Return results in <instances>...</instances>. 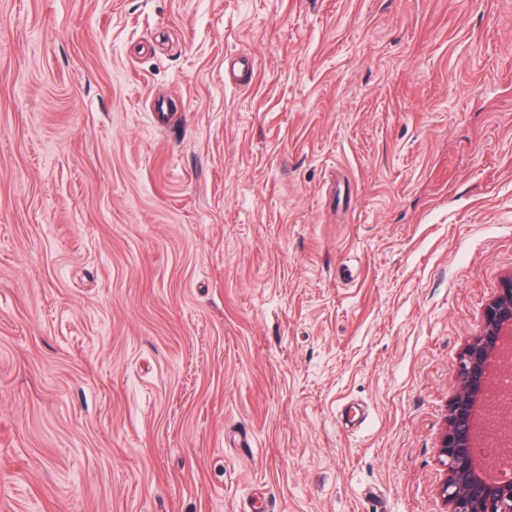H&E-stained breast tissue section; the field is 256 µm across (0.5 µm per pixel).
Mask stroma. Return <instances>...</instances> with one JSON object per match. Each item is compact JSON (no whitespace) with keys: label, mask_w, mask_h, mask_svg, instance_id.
<instances>
[{"label":"stroma","mask_w":512,"mask_h":512,"mask_svg":"<svg viewBox=\"0 0 512 512\" xmlns=\"http://www.w3.org/2000/svg\"><path fill=\"white\" fill-rule=\"evenodd\" d=\"M511 274L512 0H0V512H448ZM512 274L488 304L480 332L469 340L460 356L461 385L448 408L447 431L440 448L447 472L442 494L449 512H512V480L488 454L486 466L479 460L473 429L480 405L487 404L491 371L511 367ZM484 468V473H483Z\"/></svg>","instance_id":"obj_1"}]
</instances>
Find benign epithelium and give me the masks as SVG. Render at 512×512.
Instances as JSON below:
<instances>
[{
	"instance_id": "obj_1",
	"label": "benign epithelium",
	"mask_w": 512,
	"mask_h": 512,
	"mask_svg": "<svg viewBox=\"0 0 512 512\" xmlns=\"http://www.w3.org/2000/svg\"><path fill=\"white\" fill-rule=\"evenodd\" d=\"M512 274L488 304L480 332L460 356L461 385L448 408L447 431L440 448L447 472L442 494L449 512H512V480L497 482L484 476L473 429L480 405L487 403L492 370L512 365Z\"/></svg>"
}]
</instances>
